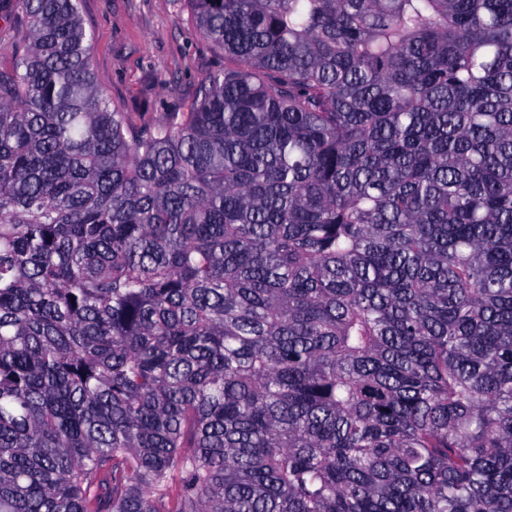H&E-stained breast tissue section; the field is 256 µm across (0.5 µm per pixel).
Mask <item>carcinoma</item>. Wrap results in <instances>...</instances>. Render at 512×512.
Segmentation results:
<instances>
[{
	"label": "carcinoma",
	"instance_id": "obj_1",
	"mask_svg": "<svg viewBox=\"0 0 512 512\" xmlns=\"http://www.w3.org/2000/svg\"><path fill=\"white\" fill-rule=\"evenodd\" d=\"M187 3L145 124L18 0L0 512H512V0Z\"/></svg>",
	"mask_w": 512,
	"mask_h": 512
}]
</instances>
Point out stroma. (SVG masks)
I'll use <instances>...</instances> for the list:
<instances>
[{
    "mask_svg": "<svg viewBox=\"0 0 512 512\" xmlns=\"http://www.w3.org/2000/svg\"><path fill=\"white\" fill-rule=\"evenodd\" d=\"M80 14L111 102L140 122L188 111L201 79L224 62L199 36L184 0H81ZM26 24L16 0H0V69L10 67Z\"/></svg>",
    "mask_w": 512,
    "mask_h": 512,
    "instance_id": "stroma-1",
    "label": "stroma"
}]
</instances>
